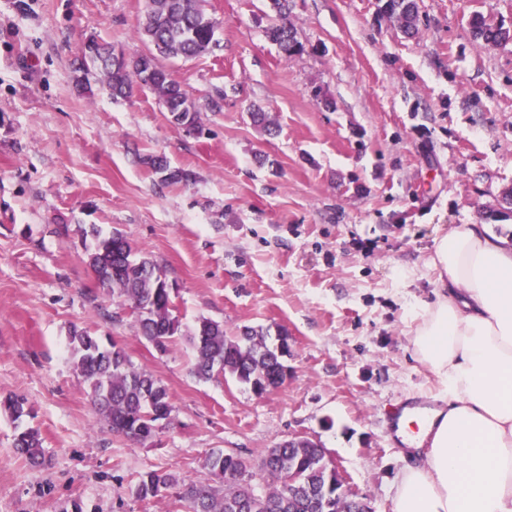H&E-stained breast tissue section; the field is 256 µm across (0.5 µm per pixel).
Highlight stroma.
I'll use <instances>...</instances> for the list:
<instances>
[{
	"instance_id": "1",
	"label": "stroma",
	"mask_w": 512,
	"mask_h": 512,
	"mask_svg": "<svg viewBox=\"0 0 512 512\" xmlns=\"http://www.w3.org/2000/svg\"><path fill=\"white\" fill-rule=\"evenodd\" d=\"M418 4L409 38L378 0H292L305 50L287 58L264 35L268 0H205L217 46L166 62L201 110L197 137L148 89L116 100L74 84L88 35L144 52L145 0H0V397L33 406L45 451L30 467L0 416V512H187L137 500L139 475L204 482L211 450L255 462L294 435L392 512L398 474L421 459L401 456L386 411L437 386L409 351L414 315L436 299L433 242L484 224L512 246V218H490L512 187V40L483 48L469 27L479 13L512 30V0ZM255 105L277 136L252 125ZM153 154L193 181L162 184L142 162ZM89 224L160 265L183 325L285 328L287 381L258 396L197 381L185 342L159 354L84 264ZM73 325L168 387L173 420L155 443L99 420L69 360Z\"/></svg>"
}]
</instances>
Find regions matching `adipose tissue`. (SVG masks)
<instances>
[{"label":"adipose tissue","instance_id":"1","mask_svg":"<svg viewBox=\"0 0 512 512\" xmlns=\"http://www.w3.org/2000/svg\"><path fill=\"white\" fill-rule=\"evenodd\" d=\"M430 264L439 293L410 344L443 406L400 420L403 442L429 450L399 477L392 512H512V251L484 225L458 224Z\"/></svg>","mask_w":512,"mask_h":512}]
</instances>
